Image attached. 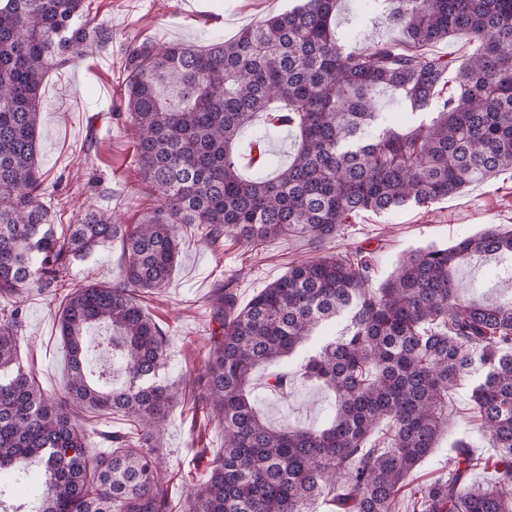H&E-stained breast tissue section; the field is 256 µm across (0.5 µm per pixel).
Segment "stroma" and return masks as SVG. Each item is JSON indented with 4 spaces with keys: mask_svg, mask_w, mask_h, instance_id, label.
I'll return each mask as SVG.
<instances>
[{
    "mask_svg": "<svg viewBox=\"0 0 512 512\" xmlns=\"http://www.w3.org/2000/svg\"><path fill=\"white\" fill-rule=\"evenodd\" d=\"M299 0H92L90 17L112 30L109 50L51 73L42 87L39 163L52 199V222L65 233L80 206L111 208L118 223L135 226L153 202L137 174L135 147L123 125L112 117L126 78L127 45L137 37L163 44L185 41L201 47L230 39L270 13L285 11ZM336 37L347 49L401 41V33L375 10H362L359 0H339ZM512 227V172L477 182L461 194L429 207L405 206L384 213L363 212L343 225L327 251H365L373 268L372 287H380L405 254L427 246L446 247L488 225ZM307 239L288 237L250 249L231 235L217 243L187 230L171 283L139 301L169 336L163 382L179 389L178 403L163 421L159 451L172 486V512H185L187 487L217 455L222 438L217 425L197 408L198 391L189 378L203 370L210 346L209 300L218 288L231 285L239 305L282 277L297 262L316 258ZM76 282L109 284L122 280L121 244L113 242L68 268ZM462 293L498 302L512 298V259L487 257L462 266L457 274ZM60 299L33 289L24 296L17 361L32 373L49 397L60 396L69 377L67 352L58 330ZM255 375L254 395L272 424H323L335 411L334 398L320 385L298 378L287 393L273 394ZM472 443L478 464L470 481H492L484 459L495 456L473 410L471 384L448 393V426L437 448L413 471L409 485L447 476L454 446Z\"/></svg>",
    "mask_w": 512,
    "mask_h": 512,
    "instance_id": "1",
    "label": "stroma"
}]
</instances>
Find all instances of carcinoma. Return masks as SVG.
<instances>
[{"mask_svg":"<svg viewBox=\"0 0 512 512\" xmlns=\"http://www.w3.org/2000/svg\"><path fill=\"white\" fill-rule=\"evenodd\" d=\"M376 2L403 42L344 49L332 29L338 0H301L206 47L131 42L119 111L156 204L130 230L91 203L59 237L41 197V89L51 72L112 45V29L93 24L88 0H0V478L43 464L26 512H171L156 430L178 395L159 380L166 332L136 293L169 284L181 230L212 243L229 232L251 248L290 236L321 243L361 212L427 207L512 170V0ZM457 35L474 45L458 65L423 51ZM383 91L418 119L382 120ZM259 117L293 135L288 163L268 178L243 173L267 164L261 141H240ZM114 241L123 280L67 278L73 258ZM489 255L512 257V230L490 225L414 250L380 288L358 250L294 264L243 307L230 289L216 292L218 336L194 383L224 448L191 485L188 512H396L448 424V390L476 364L471 400L498 449L494 478L468 484L472 450L460 440L448 477L415 489L411 512H512V299H467L455 277ZM33 286L64 299L70 374L57 400L12 369L20 297ZM341 316L344 335L266 379L275 392L297 374L318 382L335 396L332 422L268 425L252 399L257 368ZM100 324L126 374L120 385L87 367L86 332ZM78 408L141 429L131 443L103 435L111 450L91 466ZM382 423L389 436L377 443Z\"/></svg>","mask_w":512,"mask_h":512,"instance_id":"1","label":"carcinoma"}]
</instances>
